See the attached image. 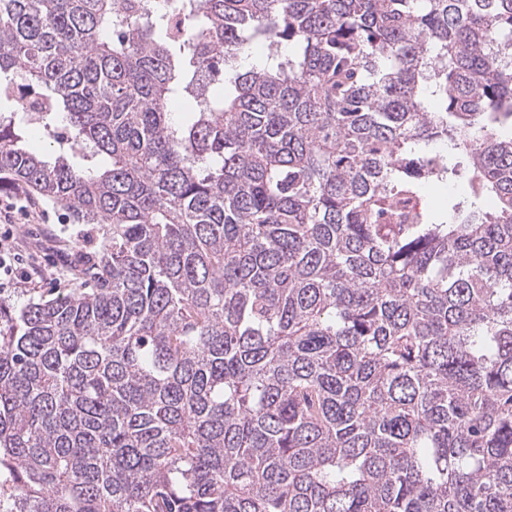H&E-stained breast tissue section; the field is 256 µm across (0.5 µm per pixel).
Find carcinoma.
<instances>
[{
	"mask_svg": "<svg viewBox=\"0 0 512 512\" xmlns=\"http://www.w3.org/2000/svg\"><path fill=\"white\" fill-rule=\"evenodd\" d=\"M1 99L106 230L0 300V512H512V0H0Z\"/></svg>",
	"mask_w": 512,
	"mask_h": 512,
	"instance_id": "carcinoma-1",
	"label": "carcinoma"
}]
</instances>
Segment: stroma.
Returning a JSON list of instances; mask_svg holds the SVG:
<instances>
[{"label": "stroma", "instance_id": "1", "mask_svg": "<svg viewBox=\"0 0 512 512\" xmlns=\"http://www.w3.org/2000/svg\"><path fill=\"white\" fill-rule=\"evenodd\" d=\"M27 211L14 214V243L29 259L19 266L15 278L0 287V298L21 304L31 296L54 297L58 291L83 286L82 274L93 251L92 241L101 229L75 224L68 210L48 202L28 201ZM0 223V232L4 231Z\"/></svg>", "mask_w": 512, "mask_h": 512}]
</instances>
